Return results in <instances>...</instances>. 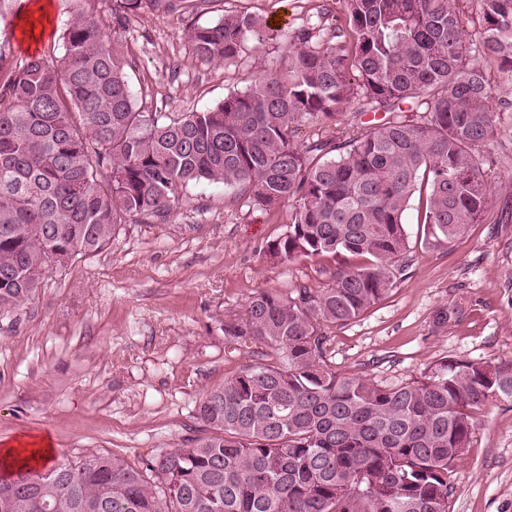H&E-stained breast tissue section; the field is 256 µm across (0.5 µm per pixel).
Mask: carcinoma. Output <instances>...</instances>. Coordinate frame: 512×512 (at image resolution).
I'll use <instances>...</instances> for the list:
<instances>
[{"label":"carcinoma","mask_w":512,"mask_h":512,"mask_svg":"<svg viewBox=\"0 0 512 512\" xmlns=\"http://www.w3.org/2000/svg\"><path fill=\"white\" fill-rule=\"evenodd\" d=\"M61 59L32 55L0 79V315L38 288L49 254L63 273L103 252L134 217L164 222L191 185L220 184L268 211L292 202L273 259L365 257L330 287L258 291L225 339L264 348L194 413L199 435L145 468L90 452L76 463L0 470V512H449L448 469L469 448L473 414L512 402V363L441 360L424 377L381 387L340 375L324 329L392 290L407 249L403 215L424 206V244L446 247L490 202L483 147L499 113L486 66L512 81V0H473L479 46L459 0H337L336 42L305 30L244 91L203 112H144L128 80L120 33L74 0ZM179 0H113L117 24ZM196 56L229 63L246 41L278 39L258 16L227 12L193 26ZM484 57L482 66L471 52ZM351 123L295 142L301 127ZM272 352H265V348Z\"/></svg>","instance_id":"cac0c4a2"}]
</instances>
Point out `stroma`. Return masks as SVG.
Listing matches in <instances>:
<instances>
[{
	"label": "stroma",
	"instance_id": "35a3bbf8",
	"mask_svg": "<svg viewBox=\"0 0 512 512\" xmlns=\"http://www.w3.org/2000/svg\"><path fill=\"white\" fill-rule=\"evenodd\" d=\"M49 22L36 44L11 37L1 65L32 55L61 56L70 0H48ZM247 11L280 39L246 44L231 65L197 58L191 25ZM336 0H204L183 18L141 12L120 31L138 107L200 112L245 90L304 29L313 47L332 35ZM486 148L492 185L481 223L448 248L422 243V210L411 200L403 221L409 248L392 291L358 318L326 331L336 371L382 386L419 379L451 358L512 362V112ZM291 208L253 209L238 191L189 186L164 222L124 226L109 250L46 275L34 295L0 318V449L49 435L54 458L89 452L145 466L194 430L205 391L254 359L252 342L226 347L225 321L257 291L331 286L339 261L272 259ZM448 320H441V313ZM449 512H512V403L476 410L472 442L448 473Z\"/></svg>",
	"mask_w": 512,
	"mask_h": 512
}]
</instances>
